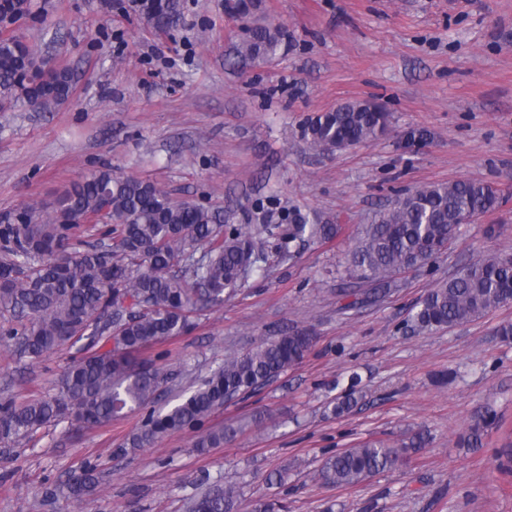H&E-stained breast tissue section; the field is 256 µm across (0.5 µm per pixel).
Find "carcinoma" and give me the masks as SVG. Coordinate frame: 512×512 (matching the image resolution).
<instances>
[{"label": "carcinoma", "instance_id": "1", "mask_svg": "<svg viewBox=\"0 0 512 512\" xmlns=\"http://www.w3.org/2000/svg\"><path fill=\"white\" fill-rule=\"evenodd\" d=\"M156 26L175 21L174 0L165 5L144 0L140 10ZM21 15L10 0L0 3V24L8 27ZM282 43V28L254 21L247 27L236 54L246 60H268ZM44 59L18 36L0 37V106L21 104L42 111L61 101L67 70L48 71L32 87L30 72ZM390 116L378 104L349 101L308 118L303 130L310 146L333 154L374 141L389 129ZM500 190L489 183L457 180L406 191L380 212L372 224L359 228L349 253L351 281L342 289L352 304H375L399 288L396 277L418 269L448 251L467 216L494 211ZM106 211L99 241L88 247L79 234L95 229L82 220ZM15 221H0V342L22 357H43L85 341L84 354L64 370L58 395L18 402L0 400V437L21 441L60 420L97 429L154 402L176 376L142 364L138 354L193 326L202 308L219 307L250 274L266 269L272 256L283 257L297 240L331 241L339 224H312L302 212L287 213L273 224L272 211L262 213L254 228L224 230V214L175 201L154 182L123 176L110 168L72 182L54 205L27 203L14 210ZM275 240L274 253L266 244ZM512 303V257L475 253L453 276L433 284L410 316L413 328L432 331L479 319ZM315 337L295 329L267 339L246 352H229L224 363L191 385V391L167 411H150L126 447L149 448L171 430L192 428L238 397L267 386L300 364ZM360 378L350 376L348 389L332 401L337 416L358 404ZM492 417L481 415L462 438L466 448L482 445ZM232 428H212L195 442L197 453L224 446ZM416 436L396 449L375 438L327 457L318 476L336 486H355L409 459L423 447ZM91 466L46 498L62 496L78 507L97 486ZM242 488L237 483L200 490L184 503V512H240ZM248 512H285L275 496L249 500Z\"/></svg>", "mask_w": 512, "mask_h": 512}]
</instances>
